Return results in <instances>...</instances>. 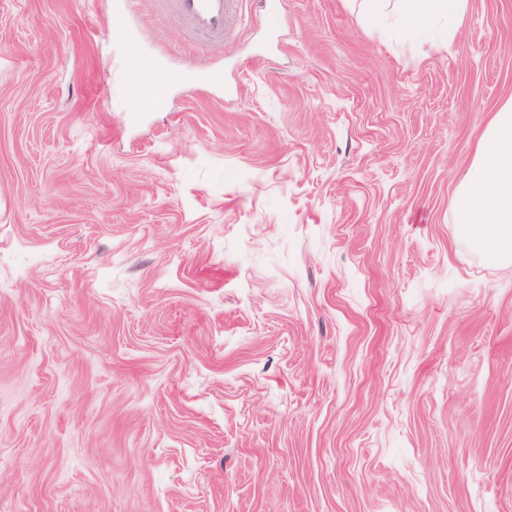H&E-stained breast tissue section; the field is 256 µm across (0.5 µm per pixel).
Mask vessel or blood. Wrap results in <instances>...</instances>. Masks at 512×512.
Returning a JSON list of instances; mask_svg holds the SVG:
<instances>
[{
	"instance_id": "obj_1",
	"label": "vessel or blood",
	"mask_w": 512,
	"mask_h": 512,
	"mask_svg": "<svg viewBox=\"0 0 512 512\" xmlns=\"http://www.w3.org/2000/svg\"><path fill=\"white\" fill-rule=\"evenodd\" d=\"M130 0H113L110 22L122 35L121 47L127 62H136L140 52L127 18ZM166 13L184 30L208 44L223 43L237 25L243 0H161ZM265 28L276 31L282 25L281 0H257Z\"/></svg>"
}]
</instances>
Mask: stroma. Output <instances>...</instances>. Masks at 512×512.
<instances>
[{
	"instance_id": "1",
	"label": "stroma",
	"mask_w": 512,
	"mask_h": 512,
	"mask_svg": "<svg viewBox=\"0 0 512 512\" xmlns=\"http://www.w3.org/2000/svg\"><path fill=\"white\" fill-rule=\"evenodd\" d=\"M283 7L133 0L144 120L112 0H0V512H512V264L449 206L512 0L426 58ZM166 13L206 44H224L237 25L243 0H160ZM255 2L260 8L264 27L270 31H278L283 21L281 0H257Z\"/></svg>"
}]
</instances>
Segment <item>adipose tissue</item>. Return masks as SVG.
Here are the masks:
<instances>
[{"label":"adipose tissue","mask_w":512,"mask_h":512,"mask_svg":"<svg viewBox=\"0 0 512 512\" xmlns=\"http://www.w3.org/2000/svg\"><path fill=\"white\" fill-rule=\"evenodd\" d=\"M363 14L427 53L447 47L467 0H362ZM469 246L485 259L512 262V99L489 119L472 172L451 200Z\"/></svg>","instance_id":"obj_1"}]
</instances>
